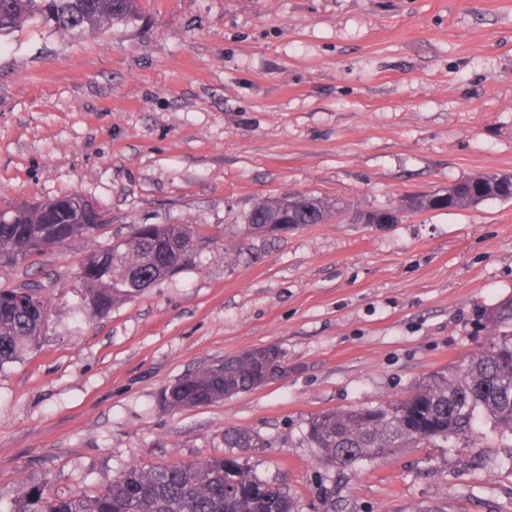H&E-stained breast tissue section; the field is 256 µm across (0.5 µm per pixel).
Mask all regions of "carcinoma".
I'll use <instances>...</instances> for the list:
<instances>
[{
  "label": "carcinoma",
  "instance_id": "obj_1",
  "mask_svg": "<svg viewBox=\"0 0 512 512\" xmlns=\"http://www.w3.org/2000/svg\"><path fill=\"white\" fill-rule=\"evenodd\" d=\"M139 15L138 0H0V37L27 24L81 34L106 31L114 22ZM448 208L466 209L489 200H512V177L478 175L448 187ZM411 214L438 210L427 193H413ZM335 209L310 194L286 192L255 203L247 215L248 232L268 234L267 226L289 218L298 225L323 224ZM97 203L75 193L0 209V266L75 240L90 243L79 263L84 306L99 314L138 296L174 267L191 264L205 243L193 224H132L114 244L96 234L111 220ZM49 322L47 289L38 281L0 288V371L37 346ZM487 338L460 364L418 383L385 404L332 410L314 416L307 439L320 450V464L348 470L384 458L395 448L447 443L452 439H498L512 448V295L476 313ZM285 365L275 345L245 350L176 379L161 393L167 407L202 406L250 391L268 382V370ZM259 434L224 427V447L248 452L264 448ZM6 512H296L286 488L259 480L234 455L202 463L141 469L131 467L93 497H60L43 484Z\"/></svg>",
  "mask_w": 512,
  "mask_h": 512
}]
</instances>
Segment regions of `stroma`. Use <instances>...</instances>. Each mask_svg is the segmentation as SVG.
I'll list each match as a JSON object with an SVG mask.
<instances>
[{
  "label": "stroma",
  "instance_id": "35a3bbf8",
  "mask_svg": "<svg viewBox=\"0 0 512 512\" xmlns=\"http://www.w3.org/2000/svg\"><path fill=\"white\" fill-rule=\"evenodd\" d=\"M81 37L0 39V208L76 192L131 224H195V263L105 315L77 301L84 242L0 267L49 290L40 343L0 372V507L31 485L92 496L132 466L230 456L297 512H512V454L457 440L337 474L306 438L327 410L376 406L485 340L475 311L512 293V201L371 226L354 210L512 172V0H140ZM296 191L340 216L243 233ZM279 346L287 376L172 410L162 390ZM267 442L259 434L238 426H226L224 429L225 448H236L239 453L266 447Z\"/></svg>",
  "mask_w": 512,
  "mask_h": 512
}]
</instances>
